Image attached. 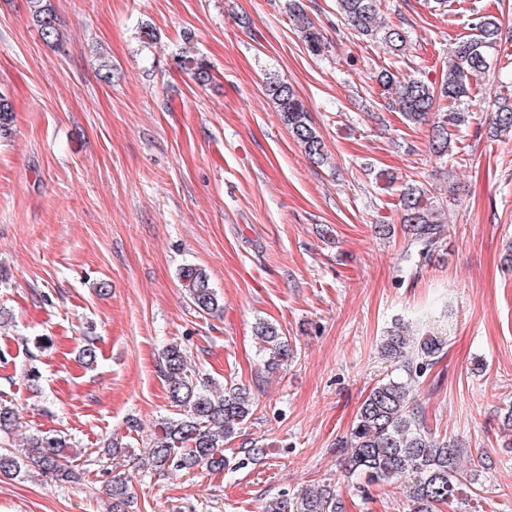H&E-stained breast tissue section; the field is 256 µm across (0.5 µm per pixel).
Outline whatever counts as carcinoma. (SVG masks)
<instances>
[{"mask_svg":"<svg viewBox=\"0 0 512 512\" xmlns=\"http://www.w3.org/2000/svg\"><path fill=\"white\" fill-rule=\"evenodd\" d=\"M337 2L344 23L354 32L384 43L394 56L406 53L403 28L382 21L384 0ZM288 11L306 52L316 57L323 55L327 43L300 0H291ZM30 13L43 38L54 39L57 17L51 0H30ZM471 29L474 33L458 38L448 52V72L439 84L426 75L404 76L389 67L375 76L391 111L401 113L413 125H429V150L439 157L451 154L454 133L468 127L472 86L488 73L492 54L502 41L501 21L493 15H475ZM184 43L177 58L179 68L197 84H208L213 79L209 64L190 46V36H184ZM265 91L305 156L318 165L329 164L330 155L322 136L293 86L272 77ZM482 107L489 113L492 135L512 136L511 96H490ZM13 112L10 100L0 94V137L10 133ZM398 207L417 256L429 258L449 232L444 204L425 185L408 179L402 184ZM180 278L197 310L213 317L222 314L224 303L206 270L187 266L181 270ZM255 336L269 370L288 364L292 349L276 325L257 323ZM446 347V340L440 336H410L407 325L395 320L378 345V354L394 365L395 374L375 383L348 433L336 442L343 454V472L352 480L385 485L412 478L404 486L411 512H439L440 506L459 498L474 484L472 474L462 465V445L437 439L418 404L419 379L444 357ZM162 376L167 398L176 412L159 423L143 449L142 456L150 462L151 470H224L230 465L224 457V443L240 436L256 407L254 398L245 387L235 384L218 392L212 390L209 380L196 373L177 346L166 350ZM19 424L15 405L1 400L0 436L14 434ZM238 453L241 466L261 460L265 449L252 443L239 448ZM0 475H49L63 483L78 484L85 478L72 465L66 440L50 435L28 437L25 448L18 452L1 447ZM108 497V512H128L132 498L129 478L113 477ZM262 512H344V506L340 495L328 485L273 497L265 502Z\"/></svg>","mask_w":512,"mask_h":512,"instance_id":"obj_1","label":"carcinoma"}]
</instances>
